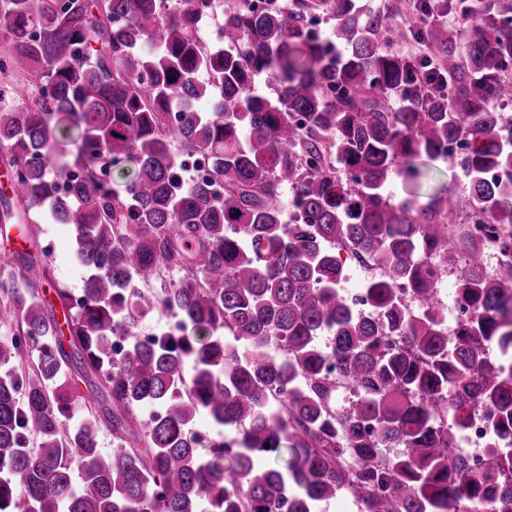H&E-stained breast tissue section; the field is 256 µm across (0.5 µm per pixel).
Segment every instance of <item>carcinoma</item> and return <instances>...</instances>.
<instances>
[{
    "instance_id": "1",
    "label": "carcinoma",
    "mask_w": 512,
    "mask_h": 512,
    "mask_svg": "<svg viewBox=\"0 0 512 512\" xmlns=\"http://www.w3.org/2000/svg\"><path fill=\"white\" fill-rule=\"evenodd\" d=\"M211 2L0 0V512H316L340 493L512 512V447L456 453L476 415L512 442V0H422L419 58L356 0H239L205 49ZM313 9L336 17L324 43ZM459 141L462 200L390 202L392 177ZM187 157L203 179L183 182ZM33 213L72 240L81 293ZM461 213L499 228L495 268L449 238ZM340 249L377 270L366 312L339 293ZM453 268L471 314L450 334ZM165 312L177 335L140 338ZM199 416L228 431L205 455Z\"/></svg>"
}]
</instances>
